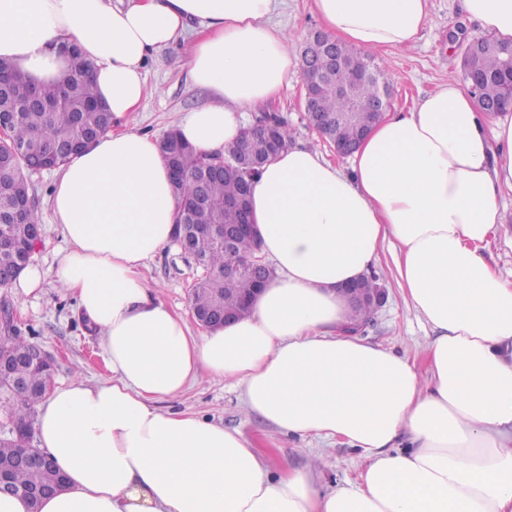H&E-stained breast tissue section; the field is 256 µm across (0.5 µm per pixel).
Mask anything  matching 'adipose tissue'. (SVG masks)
Wrapping results in <instances>:
<instances>
[{
	"instance_id": "ef3b65f1",
	"label": "adipose tissue",
	"mask_w": 512,
	"mask_h": 512,
	"mask_svg": "<svg viewBox=\"0 0 512 512\" xmlns=\"http://www.w3.org/2000/svg\"><path fill=\"white\" fill-rule=\"evenodd\" d=\"M429 0H314L338 41L413 46ZM280 0H0V60L41 83L62 77L77 42L115 119L137 111L148 56L196 31L187 65L212 101L177 135L217 155L296 72L271 24ZM481 30L512 41V0H463ZM342 172L290 146L252 184L259 253L278 271L248 317L193 334L146 283L173 241L181 199L157 139L105 132L56 173L51 207L69 244L53 277L100 333L111 371L50 390L37 446L65 478L56 494L0 493V512H512V282L484 250L512 190V120L482 112L449 80L377 122ZM396 242V278L431 327L427 377L409 359L345 336L340 290ZM237 387L280 432L363 451L358 478L322 489L313 469L277 467L235 429L162 409L200 373Z\"/></svg>"
}]
</instances>
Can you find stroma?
Listing matches in <instances>:
<instances>
[{
  "label": "stroma",
  "mask_w": 512,
  "mask_h": 512,
  "mask_svg": "<svg viewBox=\"0 0 512 512\" xmlns=\"http://www.w3.org/2000/svg\"><path fill=\"white\" fill-rule=\"evenodd\" d=\"M276 27L292 38L293 54H300L308 35L322 30L312 0H284L274 16ZM461 33L463 44L450 43L449 32ZM479 24L462 8V0H429L428 21L417 43L408 49L373 53L375 64L386 73L392 88V106L406 109L451 78H459L465 42L482 37ZM192 34H184L147 60V93L139 109L129 119L134 130L162 138L187 112L206 104L210 95L196 86L185 65ZM303 79L295 77L284 86L268 110L291 129L294 144L317 149L340 167L347 158L337 156L330 143L309 125L303 109ZM55 173L47 170L29 176L30 194L43 229L40 244L31 260L43 269L53 267L67 243L54 224L51 195ZM394 248L384 244L374 272L387 292L385 304L365 324L359 335L364 340L419 359L431 330L404 302L396 277ZM202 270L193 259L172 245L150 260L144 271L147 284L178 311L190 310L189 288ZM8 313L20 335L41 346L54 360V384L75 380L93 385L110 376L101 355L96 330L79 315L74 297L53 279H45L41 289L26 296L14 288H0V313ZM168 406L175 411L200 412L212 421L240 430L262 452L293 467H307L323 459L319 484L328 489L356 480L365 459L360 450L341 442L320 438L284 435L258 416L246 413L236 388L223 379L201 373Z\"/></svg>",
  "instance_id": "35a3bbf8"
}]
</instances>
